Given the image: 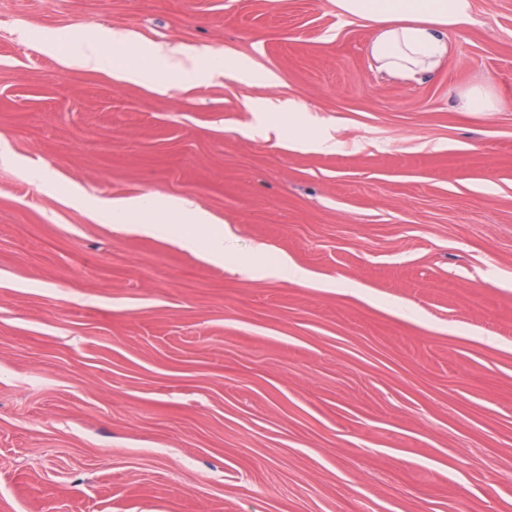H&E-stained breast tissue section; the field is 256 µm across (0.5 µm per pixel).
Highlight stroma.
Returning a JSON list of instances; mask_svg holds the SVG:
<instances>
[{
    "instance_id": "35a3bbf8",
    "label": "stroma",
    "mask_w": 512,
    "mask_h": 512,
    "mask_svg": "<svg viewBox=\"0 0 512 512\" xmlns=\"http://www.w3.org/2000/svg\"><path fill=\"white\" fill-rule=\"evenodd\" d=\"M472 5L402 83L329 0H0V512H512V0ZM100 29L254 75L40 46ZM128 197L194 201L237 266L91 213ZM258 243L337 290L246 272ZM105 44L122 48L129 53L130 61L122 66L112 62V56ZM182 57L169 54L163 46L153 45L143 48L129 34L104 31L83 38L75 52L67 59L68 63L84 68L106 72L119 82L140 84L144 82L147 71L162 72L176 68L182 71L185 83L194 85L201 81L218 82L224 79L228 63L212 59L203 61L202 55L180 52ZM455 108L460 112H491L495 101L489 91L476 86L458 93ZM251 112H265L263 121L279 141L288 142V146L293 148H310L321 146L324 141L321 139L309 140L303 128L295 123L286 119L284 114L286 112H298L297 106L293 104L288 105V109L280 108L276 104L270 103L260 107L250 106Z\"/></svg>"
}]
</instances>
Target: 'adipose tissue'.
<instances>
[{
  "instance_id": "ef3b65f1",
  "label": "adipose tissue",
  "mask_w": 512,
  "mask_h": 512,
  "mask_svg": "<svg viewBox=\"0 0 512 512\" xmlns=\"http://www.w3.org/2000/svg\"><path fill=\"white\" fill-rule=\"evenodd\" d=\"M337 14L359 20L370 31L368 51L380 73L399 80L424 81L448 59L454 35L473 21L471 0H331ZM71 64L106 72L119 82H144L147 72L172 68L182 71L186 84L217 82L227 70L220 60L201 54H169L163 46L138 45L130 35L104 31L83 38L70 56ZM96 212L113 223H132L136 232L167 235L175 243L206 253L221 262L233 255L230 242L212 232L214 217L189 203L169 198L149 202L141 198L104 199ZM253 273L289 277L310 285L311 273L287 254L270 255L267 246L256 249Z\"/></svg>"
}]
</instances>
